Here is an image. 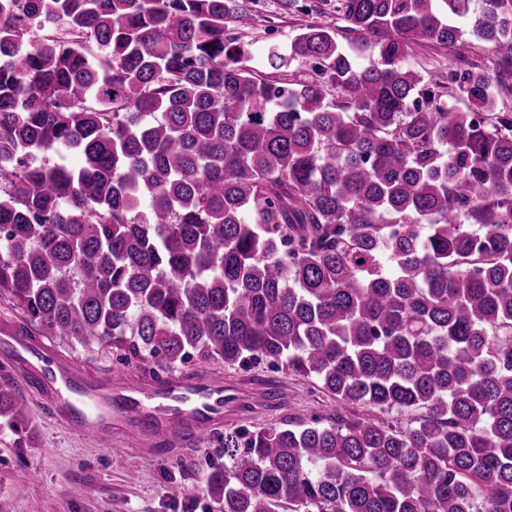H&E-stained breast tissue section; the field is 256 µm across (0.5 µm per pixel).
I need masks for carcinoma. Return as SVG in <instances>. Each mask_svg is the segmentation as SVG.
<instances>
[{"label":"carcinoma","mask_w":512,"mask_h":512,"mask_svg":"<svg viewBox=\"0 0 512 512\" xmlns=\"http://www.w3.org/2000/svg\"><path fill=\"white\" fill-rule=\"evenodd\" d=\"M242 11L0 0V300L157 380L265 361L333 401L224 434V512H512V113L498 72L407 64L468 33L512 76V0H340L266 74Z\"/></svg>","instance_id":"1"}]
</instances>
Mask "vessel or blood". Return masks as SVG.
Wrapping results in <instances>:
<instances>
[{
    "label": "vessel or blood",
    "mask_w": 512,
    "mask_h": 512,
    "mask_svg": "<svg viewBox=\"0 0 512 512\" xmlns=\"http://www.w3.org/2000/svg\"><path fill=\"white\" fill-rule=\"evenodd\" d=\"M0 355L39 380L69 428L96 440L111 435L117 422L128 442H141L138 423L147 415L159 426L157 442L166 444L210 437L224 420V384L217 380L196 381L176 373L162 386L147 376L137 382L92 380L76 358L60 356L42 339L19 335L9 323L0 325Z\"/></svg>",
    "instance_id": "1"
}]
</instances>
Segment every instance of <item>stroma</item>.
<instances>
[{"label": "stroma", "instance_id": "stroma-1", "mask_svg": "<svg viewBox=\"0 0 512 512\" xmlns=\"http://www.w3.org/2000/svg\"><path fill=\"white\" fill-rule=\"evenodd\" d=\"M300 12H284L280 0H251L252 12L270 15L273 27L238 23L237 28L250 45L251 64L267 71L265 53L269 46L287 48L288 39L302 25L315 21H338L339 0H301ZM496 58L488 44L465 37L456 48L446 50L415 48L410 64L423 76L451 66L475 65L492 68ZM187 376H209L223 380L235 401L226 407L224 428L247 424H278L291 418L326 414L332 403L313 393L311 384L287 369L262 364L249 370L219 362L194 359L179 365ZM8 378L18 399L27 402L26 447L12 445V436L0 428V512H222L224 505L207 492V477L223 466L224 450L217 440L198 442L174 451L158 452L150 447H130L119 459L113 458L105 441H95L66 426L49 408L29 375L13 369ZM272 390L270 405H257L247 417H240L238 404L252 393ZM183 493L172 497L171 485Z\"/></svg>", "mask_w": 512, "mask_h": 512}]
</instances>
